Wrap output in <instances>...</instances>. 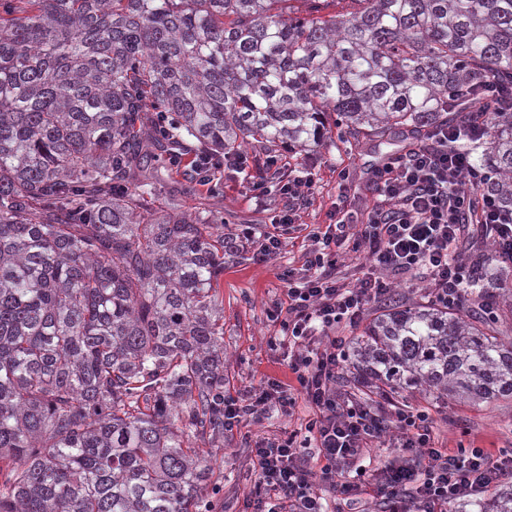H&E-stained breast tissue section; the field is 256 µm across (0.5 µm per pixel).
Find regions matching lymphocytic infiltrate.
Listing matches in <instances>:
<instances>
[{
  "label": "lymphocytic infiltrate",
  "instance_id": "obj_1",
  "mask_svg": "<svg viewBox=\"0 0 512 512\" xmlns=\"http://www.w3.org/2000/svg\"><path fill=\"white\" fill-rule=\"evenodd\" d=\"M456 133L434 126L425 138L387 156L369 180L376 197L366 222L337 208L336 220L313 230L304 274L288 280L280 319L281 344L295 381L264 378L249 390L224 396V429L258 424L268 410L292 416L305 401L314 416L303 431L262 438L251 453L257 480L248 512H346L374 486L378 512H448L450 503L512 480V449L498 455L479 447L449 450L437 445L429 413L339 391L346 361L338 327H358L368 307L391 296L397 278L411 275L431 301L467 303L472 264L465 253L474 236L489 242L496 258L512 263V209L486 192L489 177L470 156L450 149ZM303 179L281 186L271 232L256 246L271 260L282 241L278 228L295 223L308 201ZM351 244L359 262L355 281L338 267L339 251ZM392 441L399 463L374 471L358 461L375 444ZM315 449L320 469L309 468L303 449Z\"/></svg>",
  "mask_w": 512,
  "mask_h": 512
}]
</instances>
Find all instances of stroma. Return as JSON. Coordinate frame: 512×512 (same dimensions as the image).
Masks as SVG:
<instances>
[{
    "mask_svg": "<svg viewBox=\"0 0 512 512\" xmlns=\"http://www.w3.org/2000/svg\"><path fill=\"white\" fill-rule=\"evenodd\" d=\"M403 140L378 142L366 137L344 140L332 132L322 146L283 154L282 178L308 174L313 180L310 199L301 221L286 228L283 245L273 260L258 263L248 255L251 242L264 233L269 215L251 200L249 180L257 176L255 166L246 174H216L218 190L191 181L183 168L165 166L162 170L161 192L178 199L183 210L218 207L224 216L218 230L236 238L241 252L224 262V275L219 292L224 299V386L247 390L262 377H275L291 382L292 374L282 349L272 348L270 338L279 335L280 324L271 314L283 298V288L290 270L300 269L310 240L308 234L317 225L330 222V213L338 193H345V205L351 210L371 204L368 173L390 152L403 148ZM349 167L353 179L346 190H339L336 171ZM474 253L486 258L487 276L484 284L496 295V301L507 309L506 329H512V269L491 260L490 246L475 242ZM406 403L429 409L435 418L434 436L448 447L476 445L490 451L512 447V403L473 402L440 397L419 390L408 394ZM215 458L214 484L208 488L210 512H244L246 496L256 475L250 452L238 433H224L211 442Z\"/></svg>",
    "mask_w": 512,
    "mask_h": 512,
    "instance_id": "obj_1",
    "label": "stroma"
}]
</instances>
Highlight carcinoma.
<instances>
[{"mask_svg":"<svg viewBox=\"0 0 512 512\" xmlns=\"http://www.w3.org/2000/svg\"><path fill=\"white\" fill-rule=\"evenodd\" d=\"M0 0V512H208L224 433L222 216L156 208L172 149L391 141L512 85V0ZM457 147L512 206V112ZM393 307L349 358L393 394L512 401V335ZM464 512H512L494 490Z\"/></svg>","mask_w":512,"mask_h":512,"instance_id":"carcinoma-1","label":"carcinoma"}]
</instances>
